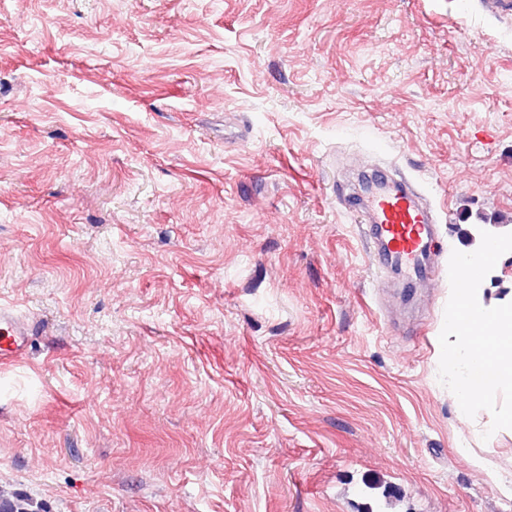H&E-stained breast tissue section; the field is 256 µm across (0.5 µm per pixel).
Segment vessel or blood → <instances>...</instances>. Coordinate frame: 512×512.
<instances>
[{"mask_svg": "<svg viewBox=\"0 0 512 512\" xmlns=\"http://www.w3.org/2000/svg\"><path fill=\"white\" fill-rule=\"evenodd\" d=\"M362 206L363 236L378 266L397 269L409 285L438 278L440 269L431 259L437 219L408 182L373 170ZM34 332V322L0 302L1 367L23 358Z\"/></svg>", "mask_w": 512, "mask_h": 512, "instance_id": "vessel-or-blood-1", "label": "vessel or blood"}]
</instances>
